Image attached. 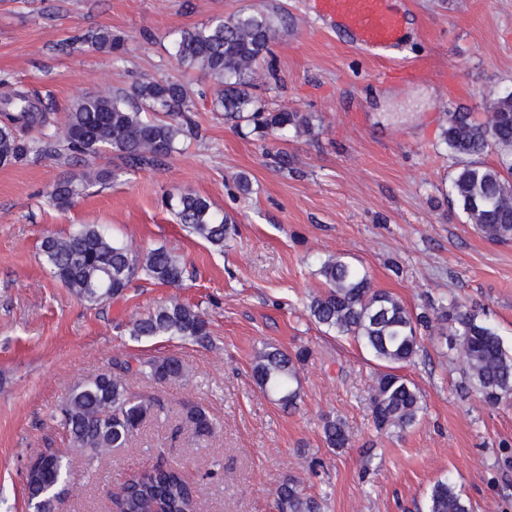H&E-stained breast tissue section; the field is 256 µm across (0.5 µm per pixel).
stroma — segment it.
<instances>
[{
    "mask_svg": "<svg viewBox=\"0 0 512 512\" xmlns=\"http://www.w3.org/2000/svg\"><path fill=\"white\" fill-rule=\"evenodd\" d=\"M407 17L399 59L379 63L323 23L313 0H0V81L40 92L65 115L83 95L175 75V34L219 16L286 17L257 93L273 109L310 112L313 134L258 140L213 111L215 82L184 77L198 130L166 166L90 187L67 210L47 197L57 180L119 163L53 158L0 167V512H28L25 466L47 447L67 464L55 512H111L134 472L181 467L197 512H276L277 488L297 481L321 512H422L427 489L452 477L474 512H512V399L491 407L462 393L441 335L423 339L400 375L425 410L402 433L376 430L370 398L379 367L351 338L325 333L307 306L322 288L321 260L343 255L412 312L457 301L493 325L512 353V240L491 243L449 198L460 163L442 140L450 113L485 118L512 92V0H397ZM102 27L124 39L121 58L79 43ZM285 152L289 169L273 153ZM250 192L237 187L239 175ZM195 192L233 222L224 250L190 235L162 205ZM102 224L136 248L165 246L186 263L180 287L147 278L98 306L81 303L47 272L44 236ZM198 307L210 340H135L128 325L171 299ZM308 349L302 399L284 410L255 383L263 348ZM179 356L186 377L163 386L127 447L98 458L71 447L51 414L79 382L113 359ZM216 427L198 441L187 407ZM343 419L351 445L328 448L325 415Z\"/></svg>",
    "mask_w": 512,
    "mask_h": 512,
    "instance_id": "1",
    "label": "stroma"
}]
</instances>
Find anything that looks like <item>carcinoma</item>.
Returning <instances> with one entry per match:
<instances>
[{
  "label": "carcinoma",
  "instance_id": "carcinoma-1",
  "mask_svg": "<svg viewBox=\"0 0 512 512\" xmlns=\"http://www.w3.org/2000/svg\"><path fill=\"white\" fill-rule=\"evenodd\" d=\"M281 20L269 12H240L217 17L200 27L180 30L171 56L180 71H200L216 81L214 109L236 129L263 140L313 131V118L303 112L270 110L254 93L257 62L271 54ZM82 40L112 55L120 50L122 36L109 28L87 33ZM192 102L178 76L165 80L143 78L129 89L93 93L78 100L65 119L57 121L39 94L23 86L9 87L0 95V166L16 165L43 156L69 162L70 158L118 154V170L85 172L58 180L48 191L50 202L66 210L76 196L95 184L121 173L159 168L180 152V144L194 135L186 116ZM448 150L461 160L451 184L468 223L485 239L503 243L512 239V99L499 97L490 104V116L476 120L469 112H453L442 132ZM495 154L492 164L479 160ZM165 208L194 236L217 250L230 238L229 218L210 200L187 192L169 196ZM43 263L51 277L68 288L79 301L98 306L118 298L140 274L167 286L183 281L186 264L163 246L136 251L111 236L98 224H81L64 236L47 235L40 243ZM323 291L308 305L309 316L326 331L352 338L384 368L376 378L371 397L375 428L401 432L424 412L416 385L396 373L420 351L419 329L431 327L427 313L413 315L391 293L373 286L369 273L342 255L323 260L318 269ZM436 320L448 324V351L460 364L464 389L494 406L512 396V355L500 336L479 314L452 303L437 311ZM129 335L139 340L175 336L203 343L209 324L198 308L173 301L136 319ZM304 350L290 355L279 349L261 350L252 371L260 390L283 409H295L301 399L299 365ZM185 375L182 361L169 356L148 361L117 359L113 371L78 384L56 410L57 419L72 444L91 457L125 447L154 407L127 388L129 377L156 384ZM185 422L203 441L214 429L205 409H186ZM326 444L343 449L350 444L345 422L322 418ZM25 494L33 512H53L62 493L67 465L48 448L28 463ZM277 512H318L319 504L296 482L282 485L275 496ZM121 512H197L195 492L177 468H158L131 475L116 498ZM425 512H473V507L451 477L437 480L427 495Z\"/></svg>",
  "mask_w": 512,
  "mask_h": 512
}]
</instances>
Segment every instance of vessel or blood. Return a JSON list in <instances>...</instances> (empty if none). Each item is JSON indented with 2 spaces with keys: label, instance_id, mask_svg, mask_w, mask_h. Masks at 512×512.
Returning a JSON list of instances; mask_svg holds the SVG:
<instances>
[{
  "label": "vessel or blood",
  "instance_id": "b4317fda",
  "mask_svg": "<svg viewBox=\"0 0 512 512\" xmlns=\"http://www.w3.org/2000/svg\"><path fill=\"white\" fill-rule=\"evenodd\" d=\"M315 12L370 55L387 57L404 46L406 18L392 0H315Z\"/></svg>",
  "mask_w": 512,
  "mask_h": 512
}]
</instances>
